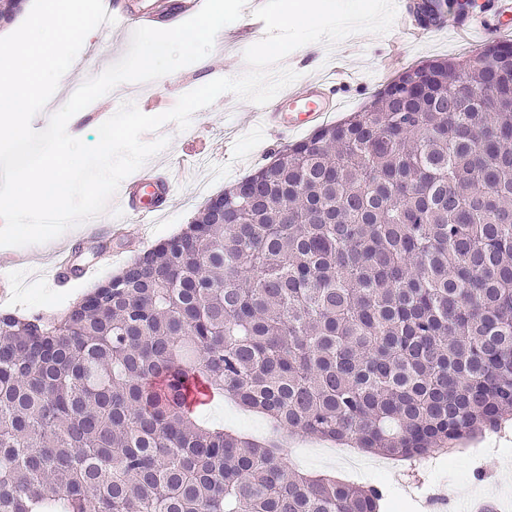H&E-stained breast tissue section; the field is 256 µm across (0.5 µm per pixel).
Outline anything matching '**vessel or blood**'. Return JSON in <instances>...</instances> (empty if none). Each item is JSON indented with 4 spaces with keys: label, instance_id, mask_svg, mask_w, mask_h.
I'll list each match as a JSON object with an SVG mask.
<instances>
[{
    "label": "vessel or blood",
    "instance_id": "1",
    "mask_svg": "<svg viewBox=\"0 0 512 512\" xmlns=\"http://www.w3.org/2000/svg\"><path fill=\"white\" fill-rule=\"evenodd\" d=\"M167 0H155L145 9L140 0H112L111 16L126 30L154 26L167 21ZM424 0H402L400 27L414 39H425L443 31L487 32L481 16L471 14L449 22L422 21ZM338 101L333 93V82L326 78H310L290 87L279 99L263 106H255L253 116L265 130L294 131L320 126L329 112L335 111ZM172 199V181L165 167L153 166L126 184L120 195V209L126 222L147 224L167 212Z\"/></svg>",
    "mask_w": 512,
    "mask_h": 512
}]
</instances>
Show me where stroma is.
Wrapping results in <instances>:
<instances>
[{
  "mask_svg": "<svg viewBox=\"0 0 512 512\" xmlns=\"http://www.w3.org/2000/svg\"><path fill=\"white\" fill-rule=\"evenodd\" d=\"M482 36L458 41L445 34L410 43H401L398 28L385 34L360 33L334 47L321 43L304 45L291 52L283 67L298 73L300 79L334 74L338 60H345L352 76L340 77L337 91L341 106L331 115L339 122L349 113L361 110L373 96L383 91L398 75L427 60L461 55L477 56L486 45ZM245 43H225L213 48L205 58L155 81L140 84L137 94L153 90L179 98L193 83H207L219 77L243 74ZM126 53L119 47L115 33L96 29L88 45L78 54L80 69L71 73L75 83L85 80V64L104 71ZM251 102L236 95H220L200 111V120L187 130L168 123L159 132L146 133L145 141L156 136L169 140L168 146L153 156L161 163L178 156L194 157V165L173 187L169 211L149 224H123L120 212H113L111 223L91 224L85 235L73 239L72 262L75 267L99 262L102 250L118 252V261L101 264L94 278L79 279L62 291L49 288L38 274L54 256L46 245L0 247V263H11L17 294L9 312L56 322L67 308L98 285L115 275L122 265L158 243L179 234L191 222L197 209L207 200L237 183L254 169L268 163L271 154L284 145L302 141L299 133L272 134L254 126L249 114ZM203 418L224 423L255 436L265 435V420L233 403L217 400L201 408ZM283 460L286 465L311 474H327L355 484L380 485L387 491L380 512H428L425 502L438 489H448L451 502L446 512H469L474 499H495L502 512H512V422L500 433H488L460 443L457 450L432 456L427 461H395L392 467L376 466L375 455L352 450L350 456L324 458L320 440L297 432L287 436Z\"/></svg>",
  "mask_w": 512,
  "mask_h": 512,
  "instance_id": "35a3bbf8",
  "label": "stroma"
}]
</instances>
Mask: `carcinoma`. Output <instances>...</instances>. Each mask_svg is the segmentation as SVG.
Returning a JSON list of instances; mask_svg holds the SVG:
<instances>
[{
  "instance_id": "carcinoma-1",
  "label": "carcinoma",
  "mask_w": 512,
  "mask_h": 512,
  "mask_svg": "<svg viewBox=\"0 0 512 512\" xmlns=\"http://www.w3.org/2000/svg\"><path fill=\"white\" fill-rule=\"evenodd\" d=\"M453 62L512 96V61ZM373 103L112 297L0 323V512H379V487L201 424L199 395L397 459L512 414V112L440 83Z\"/></svg>"
}]
</instances>
